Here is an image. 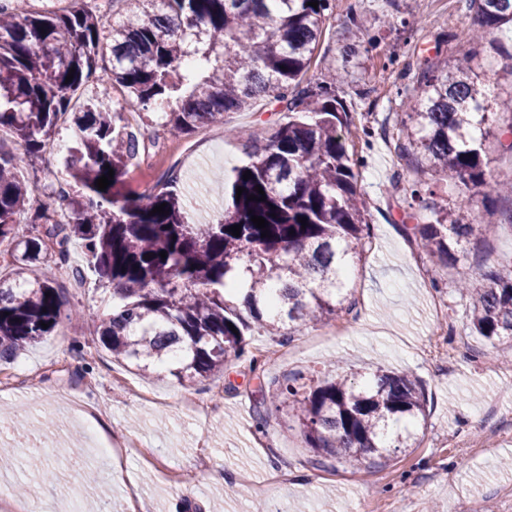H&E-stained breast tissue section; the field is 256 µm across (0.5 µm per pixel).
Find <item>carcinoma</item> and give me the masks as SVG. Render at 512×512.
<instances>
[{
    "label": "carcinoma",
    "mask_w": 512,
    "mask_h": 512,
    "mask_svg": "<svg viewBox=\"0 0 512 512\" xmlns=\"http://www.w3.org/2000/svg\"><path fill=\"white\" fill-rule=\"evenodd\" d=\"M40 2L41 9L21 12L16 0H0V132L13 143L7 151L0 144V242L13 244L12 275L0 279V361L59 324L64 302L30 264L68 265L73 240L91 257L99 281L113 286L112 312L97 326L102 347L143 373L163 366L181 383L223 371L231 355L241 358L245 335L254 329L293 336L353 310L346 276L369 244L368 206L359 187L361 161L343 135L352 116L336 98V86L353 74L334 66L316 85L303 84L331 0H318L316 9L309 0H117L121 11L106 26L83 0H70L68 9ZM466 4L477 20L465 33L471 43L512 28V0ZM419 69L409 97L413 124L394 137L398 157H412L417 167L457 178L486 197L512 199V185L487 181L478 136L489 103L512 110V97L489 99L488 80L471 58L451 62L439 45L436 58ZM88 83L120 88L119 109L111 97L95 95L72 110L73 96ZM266 99L281 104L288 121L262 140L229 131L244 142L249 162L235 170L224 213L212 223L190 222L187 192L171 171L141 195L124 192L140 153L124 112L165 103L164 127L188 134ZM63 114L74 116L76 146L67 166L82 192L59 184L51 202L34 209L22 172L44 153ZM110 168L112 184L100 191L96 179ZM257 185L266 199L247 200L258 195ZM238 187L244 188L239 197ZM163 203L166 213L151 214ZM470 203L460 199L430 219L412 213L420 223L410 227L411 238L433 261L458 267L473 231L466 223ZM27 214L42 236L20 235ZM253 215L268 222L269 236L261 237ZM233 225L241 226L240 236L232 235ZM241 271L250 286L240 308L227 284ZM457 287L469 291L476 335L512 341L511 269L489 272L474 290L460 271ZM329 372L307 390L299 378H288L272 396L288 405L312 451L360 467L386 458L391 446L415 445L394 427L425 412L417 378L380 369L372 383L357 385L333 363Z\"/></svg>",
    "instance_id": "carcinoma-1"
}]
</instances>
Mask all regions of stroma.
Returning a JSON list of instances; mask_svg holds the SVG:
<instances>
[{
  "label": "stroma",
  "instance_id": "1",
  "mask_svg": "<svg viewBox=\"0 0 512 512\" xmlns=\"http://www.w3.org/2000/svg\"><path fill=\"white\" fill-rule=\"evenodd\" d=\"M464 2L332 0L325 34L304 76L319 82L325 61L351 51L366 62L354 82L336 88L354 124L374 130L370 142H354L363 158L359 185L369 201L371 241L349 283L354 310L284 342L252 332L246 357L228 358L213 377L184 384L171 376L146 377L100 348L93 319L111 310L112 289L89 276L69 280L68 269L85 263L82 244L71 241L68 269L47 265L43 271L82 320H61L50 336L27 348L13 367L29 374V381L0 391V465L10 468V487L27 485L29 494L69 507V488L79 479L69 465L78 448L109 489L111 512H125L124 488L111 474L116 466L97 454L91 425L71 419L70 405L80 403L98 408L109 432L139 436L156 449L157 469L133 456L118 466L137 479L143 512H267L273 502L280 512H512V469L501 466L512 459V393L505 391L512 386V345L473 335L454 270L431 262L401 231L415 181L428 184L422 203L432 209L453 204L467 190L440 172L417 174L414 162L399 158L379 134L408 120L401 91L417 78L419 49L439 43L453 57L472 49L463 33L476 20ZM354 12L366 19L368 32L351 38L347 27ZM510 43V32L487 35L473 62L489 78L492 94L501 97L512 95V59L499 51ZM287 119L263 101L190 134L159 130L155 151L132 167L125 190L143 193L174 165L184 185L206 174L214 200L223 202L218 186L230 184L233 168L245 160L229 129L246 127L264 138ZM511 124L512 113L498 111L485 127L490 182L512 180V155L498 151L495 140ZM64 160L43 154L25 169L35 204L48 203L49 186L68 179ZM503 205L497 198L486 204L472 197L475 221L460 264L475 283L490 270L512 265V224L501 221ZM489 224L494 231L488 235ZM438 318L446 329L436 336ZM333 360L348 376L381 366L421 382L427 419L413 431L415 447L390 449L387 460L359 472L307 447L299 423L286 407L273 406L270 395L275 381L291 374L323 379ZM131 381L157 395V402L133 396ZM190 393L211 403L213 414L185 413L181 399ZM32 435L41 438V462L57 473L53 485L33 476ZM162 468L174 475L193 470L199 480L189 486L169 481L159 476Z\"/></svg>",
  "mask_w": 512,
  "mask_h": 512
}]
</instances>
